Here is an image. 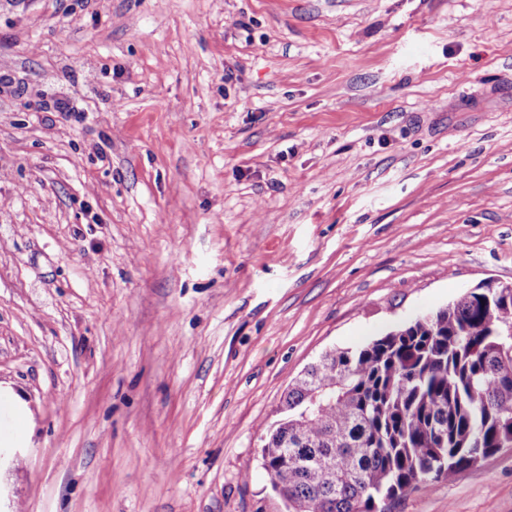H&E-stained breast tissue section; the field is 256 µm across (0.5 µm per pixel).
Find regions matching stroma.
I'll list each match as a JSON object with an SVG mask.
<instances>
[{
	"mask_svg": "<svg viewBox=\"0 0 512 512\" xmlns=\"http://www.w3.org/2000/svg\"><path fill=\"white\" fill-rule=\"evenodd\" d=\"M512 283V0H0V512H286L322 353ZM391 512H512V448Z\"/></svg>",
	"mask_w": 512,
	"mask_h": 512,
	"instance_id": "1",
	"label": "stroma"
}]
</instances>
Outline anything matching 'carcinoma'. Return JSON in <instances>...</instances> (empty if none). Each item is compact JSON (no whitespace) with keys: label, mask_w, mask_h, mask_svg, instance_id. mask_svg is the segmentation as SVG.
Returning <instances> with one entry per match:
<instances>
[{"label":"carcinoma","mask_w":512,"mask_h":512,"mask_svg":"<svg viewBox=\"0 0 512 512\" xmlns=\"http://www.w3.org/2000/svg\"><path fill=\"white\" fill-rule=\"evenodd\" d=\"M511 447L512 286L486 282L321 356L264 429L262 468L288 512H388Z\"/></svg>","instance_id":"obj_1"}]
</instances>
